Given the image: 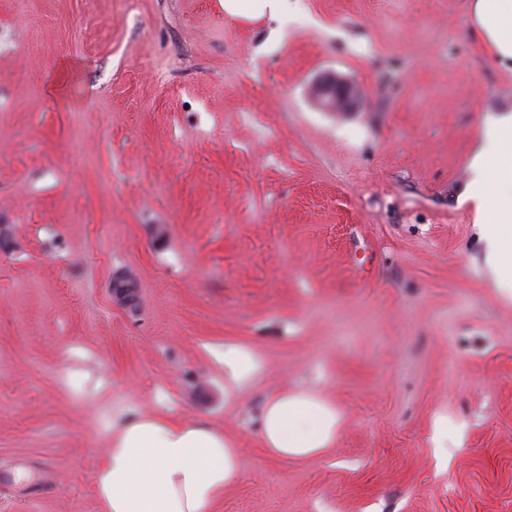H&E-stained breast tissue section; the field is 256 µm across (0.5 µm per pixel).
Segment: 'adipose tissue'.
Returning <instances> with one entry per match:
<instances>
[{
	"instance_id": "obj_1",
	"label": "adipose tissue",
	"mask_w": 512,
	"mask_h": 512,
	"mask_svg": "<svg viewBox=\"0 0 512 512\" xmlns=\"http://www.w3.org/2000/svg\"><path fill=\"white\" fill-rule=\"evenodd\" d=\"M472 31L512 69V0H472ZM470 184L487 262L512 295V111L489 122L474 154ZM341 415L313 390H280L263 403L258 428L270 454L301 460L332 448ZM240 477L235 442L223 430L149 413L113 427L96 474L104 512H216Z\"/></svg>"
}]
</instances>
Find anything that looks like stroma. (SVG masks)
Instances as JSON below:
<instances>
[{"label": "stroma", "instance_id": "obj_1", "mask_svg": "<svg viewBox=\"0 0 512 512\" xmlns=\"http://www.w3.org/2000/svg\"><path fill=\"white\" fill-rule=\"evenodd\" d=\"M236 2L0 0V512H102L142 412L236 441L218 512H512V296L467 193L512 70L469 0ZM325 73L363 106L321 111ZM282 388L335 402L333 448L268 455ZM111 292L114 304L129 310H136L140 299V289L137 280L130 272L116 273L112 279ZM256 367L254 355L238 345L224 347V375L239 385L246 381Z\"/></svg>", "mask_w": 512, "mask_h": 512}]
</instances>
